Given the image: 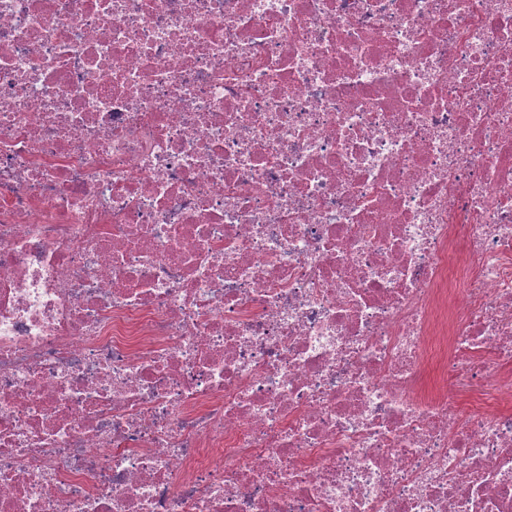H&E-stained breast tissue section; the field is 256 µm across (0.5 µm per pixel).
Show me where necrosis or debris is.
Instances as JSON below:
<instances>
[{
	"label": "necrosis or debris",
	"mask_w": 512,
	"mask_h": 512,
	"mask_svg": "<svg viewBox=\"0 0 512 512\" xmlns=\"http://www.w3.org/2000/svg\"><path fill=\"white\" fill-rule=\"evenodd\" d=\"M480 390L512 0H0V512H512Z\"/></svg>",
	"instance_id": "4bbe7bcc"
}]
</instances>
